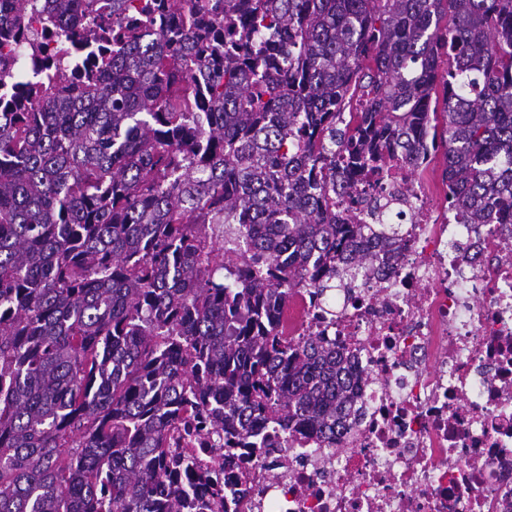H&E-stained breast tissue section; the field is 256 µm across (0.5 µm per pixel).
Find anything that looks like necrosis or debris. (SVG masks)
Listing matches in <instances>:
<instances>
[{"label": "necrosis or debris", "instance_id": "1", "mask_svg": "<svg viewBox=\"0 0 512 512\" xmlns=\"http://www.w3.org/2000/svg\"><path fill=\"white\" fill-rule=\"evenodd\" d=\"M353 198L391 201L400 249L362 235L374 272L334 323L305 300L297 324L344 353L358 411L335 443L249 449L226 512H512V225L449 223L445 201L402 193L397 173Z\"/></svg>", "mask_w": 512, "mask_h": 512}]
</instances>
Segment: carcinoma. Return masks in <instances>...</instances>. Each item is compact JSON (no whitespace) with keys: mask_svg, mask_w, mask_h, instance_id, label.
I'll list each match as a JSON object with an SVG mask.
<instances>
[{"mask_svg":"<svg viewBox=\"0 0 512 512\" xmlns=\"http://www.w3.org/2000/svg\"><path fill=\"white\" fill-rule=\"evenodd\" d=\"M40 28L98 47L80 82ZM0 40L57 83L0 95V512L219 500L186 423L336 439L346 358L282 313L309 288L335 314L355 238L404 230L336 222V167L411 185L440 146L448 210L512 224V0H0Z\"/></svg>","mask_w":512,"mask_h":512,"instance_id":"1","label":"carcinoma"}]
</instances>
